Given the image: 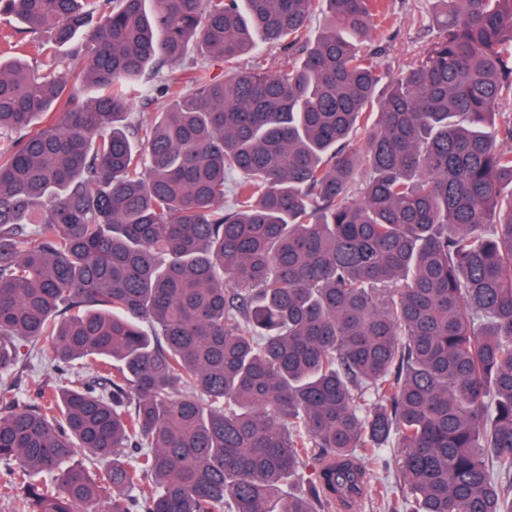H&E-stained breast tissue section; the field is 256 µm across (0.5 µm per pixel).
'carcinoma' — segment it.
Returning a JSON list of instances; mask_svg holds the SVG:
<instances>
[{"mask_svg":"<svg viewBox=\"0 0 512 512\" xmlns=\"http://www.w3.org/2000/svg\"><path fill=\"white\" fill-rule=\"evenodd\" d=\"M434 2L384 84L378 0H0L9 512H512V0ZM34 364L35 367L23 375L20 383L19 396L23 401H36L40 391L47 388V384H62L63 381V377L60 378L55 370L39 365L36 361Z\"/></svg>","mask_w":512,"mask_h":512,"instance_id":"1","label":"carcinoma"}]
</instances>
